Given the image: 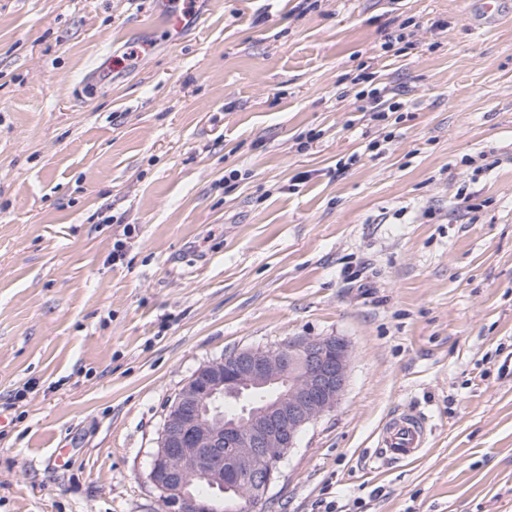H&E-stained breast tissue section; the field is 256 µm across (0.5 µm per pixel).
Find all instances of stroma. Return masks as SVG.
Segmentation results:
<instances>
[{
	"instance_id": "35a3bbf8",
	"label": "stroma",
	"mask_w": 512,
	"mask_h": 512,
	"mask_svg": "<svg viewBox=\"0 0 512 512\" xmlns=\"http://www.w3.org/2000/svg\"><path fill=\"white\" fill-rule=\"evenodd\" d=\"M478 3L195 0L172 31L168 0H0V512H164L147 475L192 373L330 335L346 390L266 512H512V0ZM364 69L404 103L388 127L355 110ZM407 407L429 447L373 469Z\"/></svg>"
}]
</instances>
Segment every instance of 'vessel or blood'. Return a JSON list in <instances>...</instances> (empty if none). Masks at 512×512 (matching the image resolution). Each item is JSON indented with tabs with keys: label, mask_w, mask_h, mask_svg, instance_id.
I'll use <instances>...</instances> for the list:
<instances>
[{
	"label": "vessel or blood",
	"mask_w": 512,
	"mask_h": 512,
	"mask_svg": "<svg viewBox=\"0 0 512 512\" xmlns=\"http://www.w3.org/2000/svg\"><path fill=\"white\" fill-rule=\"evenodd\" d=\"M431 436L428 414L412 408L395 410L378 432L374 458L384 467L417 459Z\"/></svg>",
	"instance_id": "obj_1"
}]
</instances>
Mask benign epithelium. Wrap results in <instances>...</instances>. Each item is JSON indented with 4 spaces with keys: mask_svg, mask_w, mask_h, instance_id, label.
<instances>
[{
    "mask_svg": "<svg viewBox=\"0 0 512 512\" xmlns=\"http://www.w3.org/2000/svg\"><path fill=\"white\" fill-rule=\"evenodd\" d=\"M350 362L340 336H297L201 364L167 409L148 473L168 512H221L226 502L266 497L280 454L338 405ZM232 401L243 404L241 414H223ZM227 441L238 444L228 469L211 458ZM198 479L217 496L193 495Z\"/></svg>",
    "mask_w": 512,
    "mask_h": 512,
    "instance_id": "obj_1",
    "label": "benign epithelium"
}]
</instances>
